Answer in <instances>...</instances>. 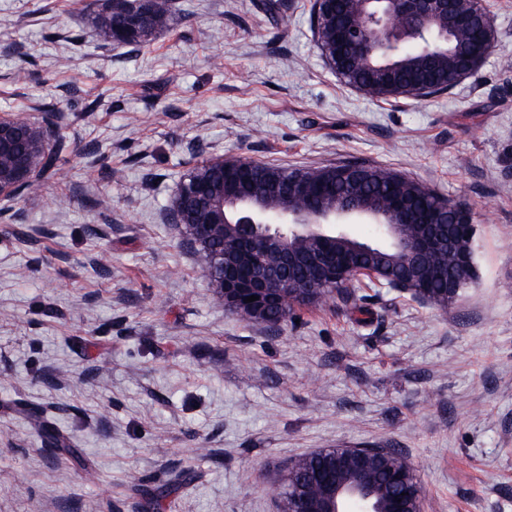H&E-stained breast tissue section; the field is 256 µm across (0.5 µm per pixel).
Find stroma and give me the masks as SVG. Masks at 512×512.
Wrapping results in <instances>:
<instances>
[{
    "label": "stroma",
    "instance_id": "1",
    "mask_svg": "<svg viewBox=\"0 0 512 512\" xmlns=\"http://www.w3.org/2000/svg\"><path fill=\"white\" fill-rule=\"evenodd\" d=\"M105 4L0 0V113L55 104L67 145L0 214V512H282L271 484L326 448L401 449L424 512H512V0H482L476 73L387 100L322 57L315 0H176L135 46L97 40ZM220 156L414 178L472 209L477 278L442 310L380 289L368 325L338 299L243 322L169 222ZM25 402L73 455H46Z\"/></svg>",
    "mask_w": 512,
    "mask_h": 512
}]
</instances>
